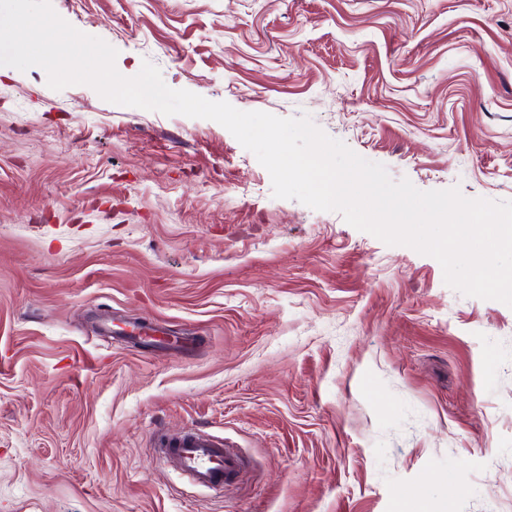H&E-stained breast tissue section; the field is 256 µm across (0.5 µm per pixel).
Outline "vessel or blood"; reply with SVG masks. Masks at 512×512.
Wrapping results in <instances>:
<instances>
[{
  "mask_svg": "<svg viewBox=\"0 0 512 512\" xmlns=\"http://www.w3.org/2000/svg\"><path fill=\"white\" fill-rule=\"evenodd\" d=\"M101 330L107 336L118 335L134 342L152 344L158 343L163 332L161 326L151 322L133 323L126 328L105 323ZM155 446L161 456L173 462L195 486L223 485L235 478L243 466V457L238 450L226 447L223 439L192 427L162 434Z\"/></svg>",
  "mask_w": 512,
  "mask_h": 512,
  "instance_id": "b4317fda",
  "label": "vessel or blood"
}]
</instances>
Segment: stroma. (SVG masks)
Wrapping results in <instances>:
<instances>
[{"label":"stroma","mask_w":512,"mask_h":512,"mask_svg":"<svg viewBox=\"0 0 512 512\" xmlns=\"http://www.w3.org/2000/svg\"><path fill=\"white\" fill-rule=\"evenodd\" d=\"M126 77L512 200V0H51ZM199 337L188 355L103 319ZM245 449L223 489L156 456ZM512 512V307L272 195L219 123L0 68V512ZM155 448L171 461L195 486L224 485L235 478L243 466V457L224 440L211 434L187 428L177 433H165L155 442Z\"/></svg>","instance_id":"35a3bbf8"}]
</instances>
